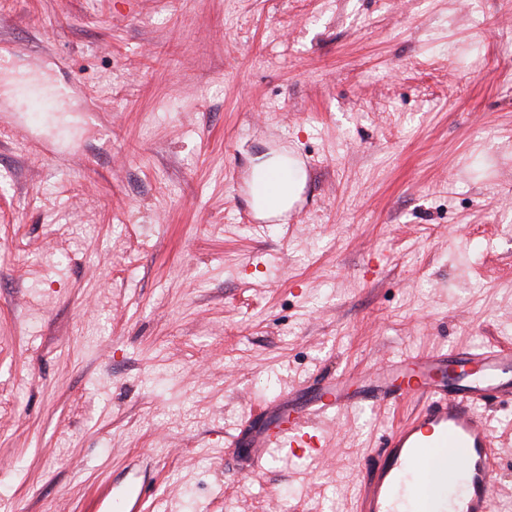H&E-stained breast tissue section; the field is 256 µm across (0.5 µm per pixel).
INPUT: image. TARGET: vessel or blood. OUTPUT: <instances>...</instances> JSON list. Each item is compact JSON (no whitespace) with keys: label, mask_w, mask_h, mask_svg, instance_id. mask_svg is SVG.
Returning <instances> with one entry per match:
<instances>
[{"label":"vessel or blood","mask_w":512,"mask_h":512,"mask_svg":"<svg viewBox=\"0 0 512 512\" xmlns=\"http://www.w3.org/2000/svg\"><path fill=\"white\" fill-rule=\"evenodd\" d=\"M17 93L25 109L33 95L47 97L49 123L66 131L58 117L67 108V88L22 83ZM412 396L422 405L384 435L360 512H496L495 438L480 408L499 396L512 398L511 347L404 356L375 366L355 382L327 378L307 399L298 389L285 392L263 407L267 421L250 434L253 458L261 460L273 448L318 450L315 418L333 410L396 405ZM449 451L461 460L460 472L449 473Z\"/></svg>","instance_id":"b4317fda"}]
</instances>
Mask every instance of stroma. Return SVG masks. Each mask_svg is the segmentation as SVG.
I'll use <instances>...</instances> for the list:
<instances>
[{
	"mask_svg": "<svg viewBox=\"0 0 512 512\" xmlns=\"http://www.w3.org/2000/svg\"><path fill=\"white\" fill-rule=\"evenodd\" d=\"M1 48L73 131L0 94V512H358L420 399L257 467L252 404L512 346V0H0ZM275 154L306 180L265 217ZM17 93L23 110H28L32 102V94H39L48 98V106L43 112L47 113V119L50 125H56L58 130L65 132L68 126L58 120L60 112H65L67 108V99L69 90L65 87H57L52 90L43 85H35L31 83H21L17 87ZM43 94V95H42Z\"/></svg>",
	"mask_w": 512,
	"mask_h": 512,
	"instance_id": "obj_1",
	"label": "stroma"
}]
</instances>
